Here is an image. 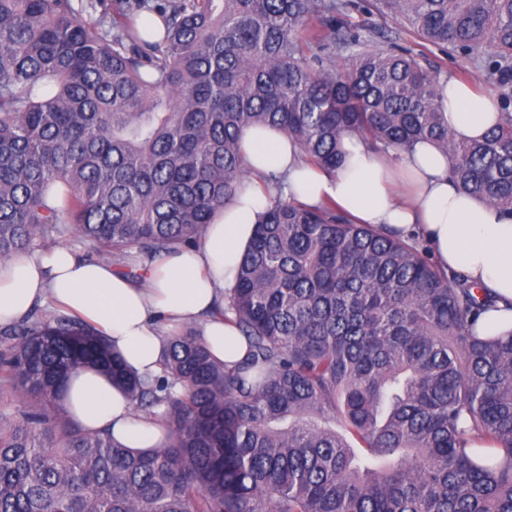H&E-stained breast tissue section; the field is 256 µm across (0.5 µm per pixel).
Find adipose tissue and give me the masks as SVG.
Listing matches in <instances>:
<instances>
[{
	"instance_id": "adipose-tissue-1",
	"label": "adipose tissue",
	"mask_w": 512,
	"mask_h": 512,
	"mask_svg": "<svg viewBox=\"0 0 512 512\" xmlns=\"http://www.w3.org/2000/svg\"><path fill=\"white\" fill-rule=\"evenodd\" d=\"M442 85L457 140L481 138L498 122L492 95L451 76ZM340 143L343 161L332 174L309 165L300 146L276 128L248 129L242 146L251 173L283 176L285 194L312 206L330 199L358 223L419 238L438 266L465 274L495 296V305L476 324L478 335L512 329V213L449 182L451 158L432 143H414L397 158L368 149L351 132H343ZM266 205V194L247 184L235 203L216 214L196 247L151 265L138 284L111 263L84 259L65 247L17 255L0 269V326L48 301L102 331L138 374L159 372L165 325L197 324L216 358L238 361L247 351L245 339L211 312L235 287L237 266ZM64 403L81 427L108 429L131 450L164 444V429L135 416L124 393L94 368L70 374Z\"/></svg>"
}]
</instances>
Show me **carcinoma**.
<instances>
[{"label":"carcinoma","instance_id":"carcinoma-1","mask_svg":"<svg viewBox=\"0 0 512 512\" xmlns=\"http://www.w3.org/2000/svg\"><path fill=\"white\" fill-rule=\"evenodd\" d=\"M358 0H0V263L77 234L138 282L198 244L247 182L245 130L271 126L333 170L340 135L453 159L463 192L512 212V0H372L420 39L490 50L500 120L459 142L438 72L348 24ZM101 7L100 18L88 20ZM268 206L221 316L248 342L216 361L187 325L139 376L92 326L34 311L0 327V512H512V331L481 339L483 289L426 249L310 207ZM93 366L162 448L72 421Z\"/></svg>","mask_w":512,"mask_h":512}]
</instances>
